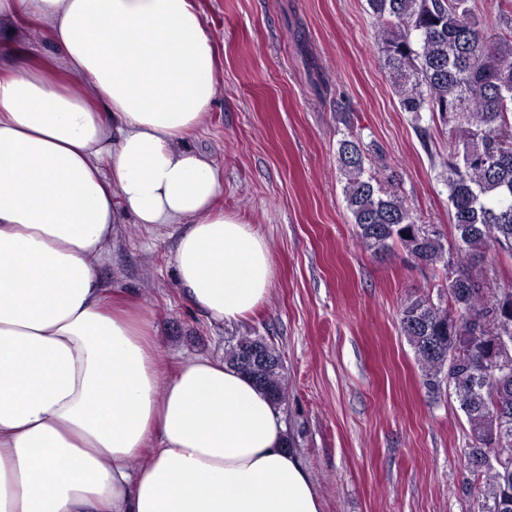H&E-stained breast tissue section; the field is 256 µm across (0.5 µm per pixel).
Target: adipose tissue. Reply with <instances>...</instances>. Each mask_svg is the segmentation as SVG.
<instances>
[{"label": "adipose tissue", "mask_w": 512, "mask_h": 512, "mask_svg": "<svg viewBox=\"0 0 512 512\" xmlns=\"http://www.w3.org/2000/svg\"><path fill=\"white\" fill-rule=\"evenodd\" d=\"M46 22L85 89L0 63V512H322L280 410L223 360L164 377L152 323L98 267L116 224L181 225L184 297L262 306L263 237L215 210L187 146L216 93L192 0H0Z\"/></svg>", "instance_id": "ef3b65f1"}]
</instances>
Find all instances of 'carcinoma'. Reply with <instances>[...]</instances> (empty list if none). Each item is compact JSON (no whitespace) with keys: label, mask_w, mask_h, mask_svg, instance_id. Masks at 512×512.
Here are the masks:
<instances>
[{"label":"carcinoma","mask_w":512,"mask_h":512,"mask_svg":"<svg viewBox=\"0 0 512 512\" xmlns=\"http://www.w3.org/2000/svg\"><path fill=\"white\" fill-rule=\"evenodd\" d=\"M376 41L401 109L429 112L448 126V205L453 246L421 224L406 199L366 174L365 149L339 142L336 162L362 245L375 253L397 241L416 265L448 270V305L408 299L400 323L423 385L448 390L469 424L464 454L473 481L465 512L512 509V285L485 273L488 254L512 256V0H499L501 28L488 33L472 0H367ZM260 336H233L224 360L249 375L279 406L288 400L284 363L246 366L243 350Z\"/></svg>","instance_id":"1"}]
</instances>
